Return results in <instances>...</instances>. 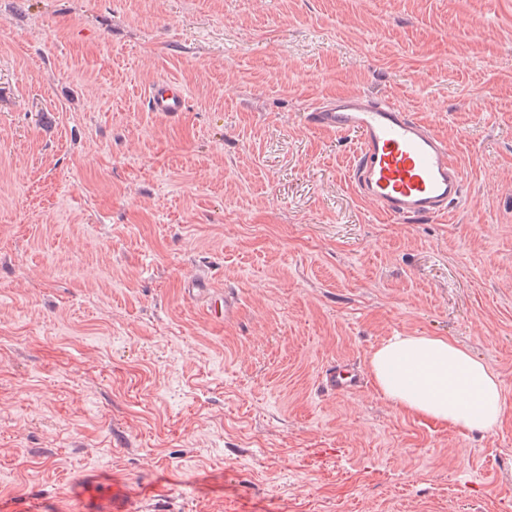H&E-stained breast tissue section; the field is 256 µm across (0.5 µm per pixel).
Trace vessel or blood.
<instances>
[{
	"label": "vessel or blood",
	"instance_id": "vessel-or-blood-1",
	"mask_svg": "<svg viewBox=\"0 0 512 512\" xmlns=\"http://www.w3.org/2000/svg\"><path fill=\"white\" fill-rule=\"evenodd\" d=\"M146 107L151 112H182L187 95L176 82H161L150 89ZM310 121L318 128L358 134L352 181L383 215L406 220L443 216L459 201L463 175L451 146L396 103L340 94L315 107ZM360 385L358 375L336 366L323 375L324 388L339 394Z\"/></svg>",
	"mask_w": 512,
	"mask_h": 512
}]
</instances>
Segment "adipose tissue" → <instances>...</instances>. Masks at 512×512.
Wrapping results in <instances>:
<instances>
[{"mask_svg": "<svg viewBox=\"0 0 512 512\" xmlns=\"http://www.w3.org/2000/svg\"><path fill=\"white\" fill-rule=\"evenodd\" d=\"M380 392L401 408L463 429L494 427L504 411L497 375L445 338L394 336L372 354Z\"/></svg>", "mask_w": 512, "mask_h": 512, "instance_id": "1", "label": "adipose tissue"}]
</instances>
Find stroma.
Returning a JSON list of instances; mask_svg holds the SVG:
<instances>
[{"label": "stroma", "instance_id": "stroma-1", "mask_svg": "<svg viewBox=\"0 0 512 512\" xmlns=\"http://www.w3.org/2000/svg\"><path fill=\"white\" fill-rule=\"evenodd\" d=\"M183 112H151L161 81ZM389 97L464 173L380 214ZM232 297L218 319L188 285ZM436 336L498 376L486 430L407 411L373 351ZM355 365L356 392L321 374ZM135 512H512V0H0V500ZM146 107L151 112H183L187 108V95L176 82H161L150 89ZM309 114L317 128L359 135L352 181L383 215L443 216L461 198L463 175L451 146L396 103L340 94Z\"/></svg>", "mask_w": 512, "mask_h": 512}]
</instances>
